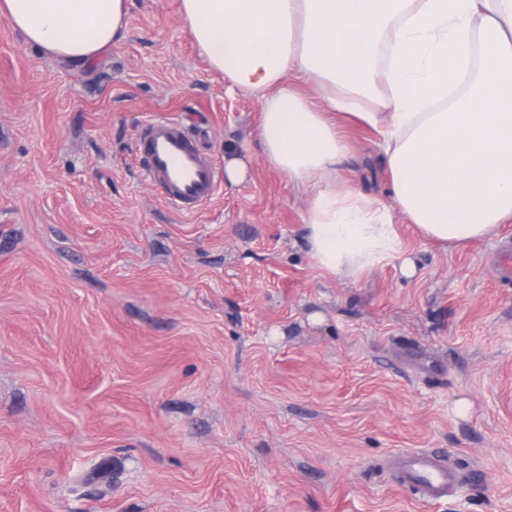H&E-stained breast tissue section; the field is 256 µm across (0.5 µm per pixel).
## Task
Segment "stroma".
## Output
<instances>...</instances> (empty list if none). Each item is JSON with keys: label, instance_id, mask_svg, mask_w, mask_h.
<instances>
[{"label": "stroma", "instance_id": "35a3bbf8", "mask_svg": "<svg viewBox=\"0 0 512 512\" xmlns=\"http://www.w3.org/2000/svg\"><path fill=\"white\" fill-rule=\"evenodd\" d=\"M261 107L210 69L180 0H130L76 68L0 18V512H512V223L342 278L302 244L304 188L268 166ZM181 121L247 179L177 212L135 143ZM339 182L387 199L379 135L341 116ZM460 468L432 503L387 467ZM245 153L237 147L229 146L224 154V172L232 184L239 183L246 175L248 164Z\"/></svg>", "mask_w": 512, "mask_h": 512}]
</instances>
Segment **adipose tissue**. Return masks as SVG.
Masks as SVG:
<instances>
[{
    "instance_id": "1",
    "label": "adipose tissue",
    "mask_w": 512,
    "mask_h": 512,
    "mask_svg": "<svg viewBox=\"0 0 512 512\" xmlns=\"http://www.w3.org/2000/svg\"><path fill=\"white\" fill-rule=\"evenodd\" d=\"M214 71L261 106L265 162L308 188L314 265L357 276L405 257L397 216L429 239L485 238L512 221V0H181ZM129 0H0L26 45L76 67L121 40ZM383 79L384 111L364 109ZM313 80L318 107L300 90ZM380 136L390 201L337 186L348 147L334 112Z\"/></svg>"
}]
</instances>
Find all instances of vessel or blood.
Wrapping results in <instances>:
<instances>
[{
	"instance_id": "vessel-or-blood-1",
	"label": "vessel or blood",
	"mask_w": 512,
	"mask_h": 512,
	"mask_svg": "<svg viewBox=\"0 0 512 512\" xmlns=\"http://www.w3.org/2000/svg\"><path fill=\"white\" fill-rule=\"evenodd\" d=\"M135 152L138 177L158 189L179 212H193L213 199L218 182L216 164L196 146L181 123L151 120L139 134ZM395 464L401 487L425 501H442L459 487V472L428 450L398 453Z\"/></svg>"
}]
</instances>
